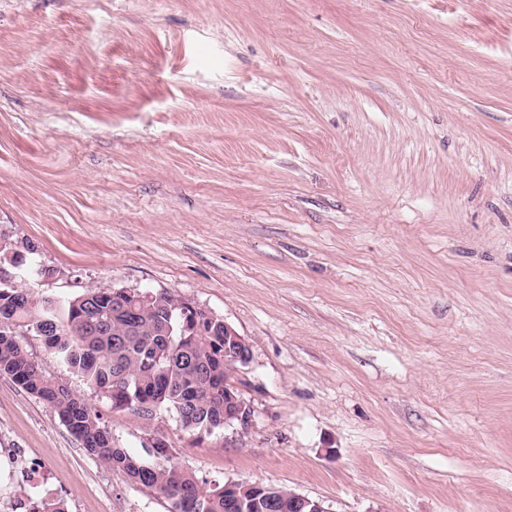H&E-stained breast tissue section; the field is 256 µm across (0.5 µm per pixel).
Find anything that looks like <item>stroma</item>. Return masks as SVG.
<instances>
[{"mask_svg":"<svg viewBox=\"0 0 512 512\" xmlns=\"http://www.w3.org/2000/svg\"><path fill=\"white\" fill-rule=\"evenodd\" d=\"M35 294L165 289L249 344L248 429L114 447L329 512H512V0H0V239ZM69 512H170L0 376ZM11 250H14L13 261L17 267H22L21 271L30 275H36L38 277L40 276V274L37 272L40 267L36 263L35 258L32 256L34 255V252L31 246L25 244L22 247H19L7 243H0V257L6 259L7 254ZM11 255L12 254L9 253L7 256L9 262H11Z\"/></svg>","mask_w":512,"mask_h":512,"instance_id":"35a3bbf8","label":"stroma"}]
</instances>
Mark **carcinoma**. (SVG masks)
<instances>
[{"mask_svg":"<svg viewBox=\"0 0 512 512\" xmlns=\"http://www.w3.org/2000/svg\"><path fill=\"white\" fill-rule=\"evenodd\" d=\"M11 251L23 272L37 274L31 246L0 243V257ZM180 302L165 289L142 302L117 299L110 288L59 298L0 282V375L51 406L89 455L166 496L172 509L189 502L193 512H265L264 502L248 493L233 500L222 491L203 490L165 448L147 451L145 460L113 447L92 403L47 376L19 339L21 329L40 336L56 363L80 376L92 394L110 399L115 410L137 415L144 404L149 415L164 409L180 420L188 417V430L211 434L224 428V387L231 385L224 324L216 320L197 335H183ZM167 322L174 326L172 336L160 333Z\"/></svg>","mask_w":512,"mask_h":512,"instance_id":"carcinoma-1","label":"carcinoma"}]
</instances>
